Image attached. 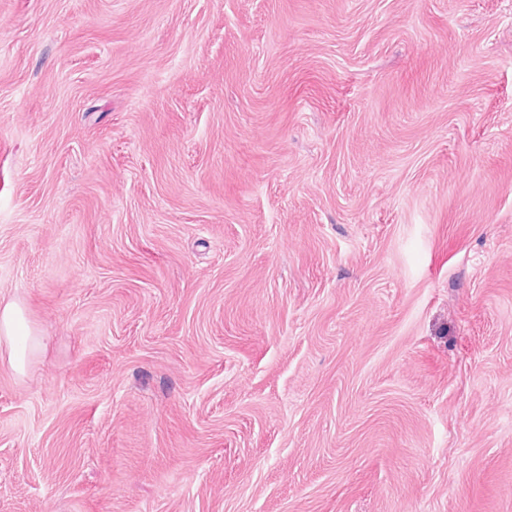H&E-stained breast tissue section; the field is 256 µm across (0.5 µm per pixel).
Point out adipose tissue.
<instances>
[{
	"instance_id": "obj_1",
	"label": "adipose tissue",
	"mask_w": 512,
	"mask_h": 512,
	"mask_svg": "<svg viewBox=\"0 0 512 512\" xmlns=\"http://www.w3.org/2000/svg\"><path fill=\"white\" fill-rule=\"evenodd\" d=\"M8 350L11 366L25 372L30 359L39 355L44 342L27 321L23 307L14 300L0 301V347Z\"/></svg>"
}]
</instances>
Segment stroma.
I'll return each mask as SVG.
<instances>
[{
    "label": "stroma",
    "instance_id": "obj_1",
    "mask_svg": "<svg viewBox=\"0 0 512 512\" xmlns=\"http://www.w3.org/2000/svg\"><path fill=\"white\" fill-rule=\"evenodd\" d=\"M0 512H512V0H0ZM8 350L11 366L24 373L30 359L39 355L44 342L27 321L23 307L14 300L0 301V347Z\"/></svg>",
    "mask_w": 512,
    "mask_h": 512
}]
</instances>
